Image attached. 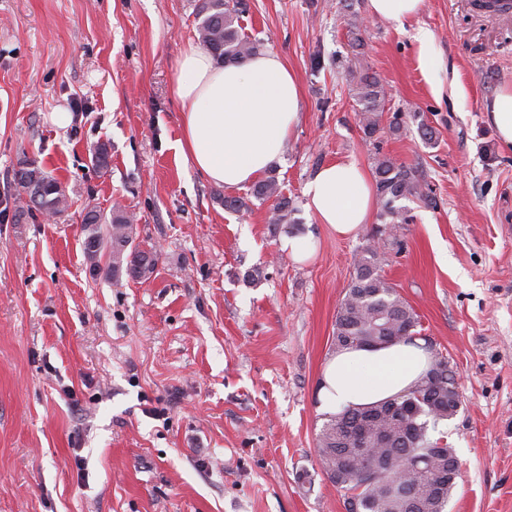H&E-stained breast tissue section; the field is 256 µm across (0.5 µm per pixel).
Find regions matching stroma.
I'll use <instances>...</instances> for the list:
<instances>
[{
  "label": "stroma",
  "instance_id": "obj_1",
  "mask_svg": "<svg viewBox=\"0 0 512 512\" xmlns=\"http://www.w3.org/2000/svg\"><path fill=\"white\" fill-rule=\"evenodd\" d=\"M198 3L0 0V512H345L320 464L329 415L314 390L381 221L337 238L303 191L323 164L371 171L379 155L418 171L434 198L405 201L381 267L455 371L446 512H512V150L486 119L512 84V15L425 0L400 25L370 17L367 0H243V33L284 57L304 96L266 173L292 209L273 224V200L212 184L177 155L171 87ZM421 27L435 39L427 73ZM365 73L388 100L371 136L356 100ZM26 163L65 190L52 221L24 210L13 173ZM230 193L244 209L225 210ZM117 203L158 253L148 280L86 261L84 208ZM287 237L318 251L295 262Z\"/></svg>",
  "mask_w": 512,
  "mask_h": 512
}]
</instances>
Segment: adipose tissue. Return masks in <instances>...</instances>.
I'll use <instances>...</instances> for the list:
<instances>
[{
    "label": "adipose tissue",
    "mask_w": 512,
    "mask_h": 512,
    "mask_svg": "<svg viewBox=\"0 0 512 512\" xmlns=\"http://www.w3.org/2000/svg\"><path fill=\"white\" fill-rule=\"evenodd\" d=\"M172 94L181 109L178 155L229 189L281 162L303 106L296 73L273 51L222 65L199 45H188L178 59ZM304 196L317 223L342 238L356 236L376 204L367 171L350 159L320 167ZM430 364L423 347L406 343L335 353L321 371L318 407L337 413L385 400L416 384Z\"/></svg>",
    "instance_id": "obj_1"
}]
</instances>
